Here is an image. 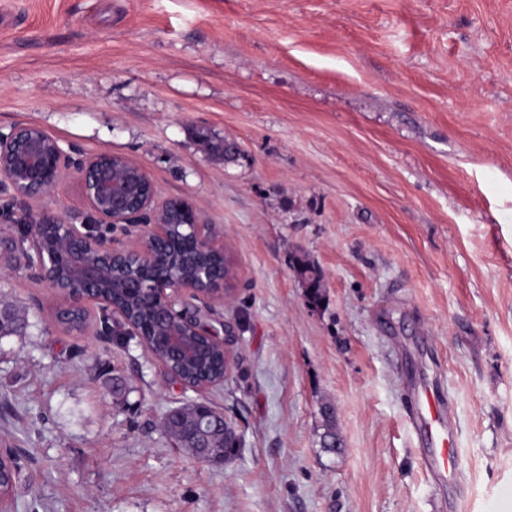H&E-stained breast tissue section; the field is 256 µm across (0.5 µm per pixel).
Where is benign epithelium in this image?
I'll return each mask as SVG.
<instances>
[{"instance_id": "obj_1", "label": "benign epithelium", "mask_w": 512, "mask_h": 512, "mask_svg": "<svg viewBox=\"0 0 512 512\" xmlns=\"http://www.w3.org/2000/svg\"><path fill=\"white\" fill-rule=\"evenodd\" d=\"M79 176L81 190L92 219L79 224L17 206V202L50 194L70 171ZM11 202L0 204L1 224H52L57 234L47 244L30 234L27 266L52 291L56 310L84 307L93 302L112 313V323L129 336L184 388L201 392L224 385L235 368L231 350V327L224 334L202 323L199 311L190 310L189 300L224 303L229 269L202 268L192 275H150L162 260L161 244L170 237L169 225L182 224L197 252L224 254L212 224H206L193 206L183 199L158 202L153 181L135 160L99 153L72 162L60 143L40 127L21 125L0 134V192ZM97 224H136L142 227L139 244L130 249L112 247V240L96 231ZM118 281L128 291L154 307L158 330L152 340L141 338L125 309L112 303L104 285ZM217 346L224 357L223 374L191 384L180 378L174 367L194 364L205 356L204 345ZM189 420L193 438L202 449L193 457L205 464L224 462V439L215 430L234 427L224 412L206 400H195L165 412L159 426L168 429L177 420Z\"/></svg>"}]
</instances>
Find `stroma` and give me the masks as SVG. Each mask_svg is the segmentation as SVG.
<instances>
[{
  "label": "stroma",
  "mask_w": 512,
  "mask_h": 512,
  "mask_svg": "<svg viewBox=\"0 0 512 512\" xmlns=\"http://www.w3.org/2000/svg\"><path fill=\"white\" fill-rule=\"evenodd\" d=\"M22 124L135 159L223 234L230 297L200 315L237 364L198 395L98 339L96 305L90 333L54 326L0 226V300L29 321L0 338L12 512H512V0H0V132ZM25 206L88 214L74 173ZM423 383L451 407V482L409 420ZM197 395L233 460L159 428Z\"/></svg>",
  "instance_id": "35a3bbf8"
}]
</instances>
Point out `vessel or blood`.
<instances>
[{
    "instance_id": "vessel-or-blood-1",
    "label": "vessel or blood",
    "mask_w": 512,
    "mask_h": 512,
    "mask_svg": "<svg viewBox=\"0 0 512 512\" xmlns=\"http://www.w3.org/2000/svg\"><path fill=\"white\" fill-rule=\"evenodd\" d=\"M411 423L425 445L427 466L441 474L454 473L456 433L448 424L446 403L433 386L416 389Z\"/></svg>"
}]
</instances>
